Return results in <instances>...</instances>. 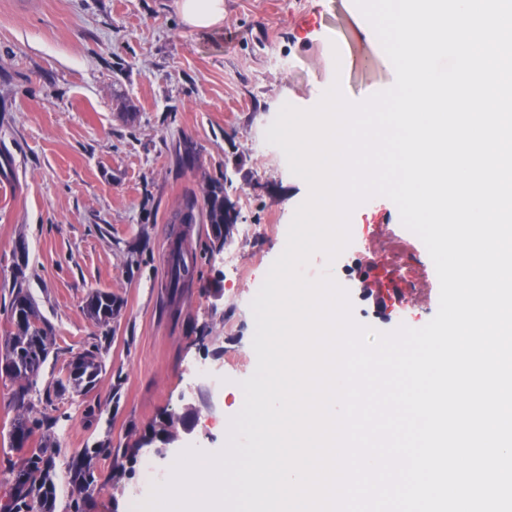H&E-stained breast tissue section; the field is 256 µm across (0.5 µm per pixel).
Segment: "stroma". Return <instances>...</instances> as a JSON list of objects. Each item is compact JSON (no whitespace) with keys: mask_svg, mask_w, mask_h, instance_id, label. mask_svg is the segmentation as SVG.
Here are the masks:
<instances>
[{"mask_svg":"<svg viewBox=\"0 0 512 512\" xmlns=\"http://www.w3.org/2000/svg\"><path fill=\"white\" fill-rule=\"evenodd\" d=\"M355 0H224L223 26L187 27L176 0H0V330L15 285L33 298L53 338L30 415L54 422L35 443L58 448V498L73 457L125 448L194 417L191 446L219 451L239 383L256 367L250 308L309 195L283 152L265 140L284 104L310 109L339 82L353 103L390 88L395 70L361 25ZM227 181L240 218L211 249L204 188ZM197 220L179 223L187 198ZM363 244L337 267L354 320L391 332L437 313L440 286L410 291L392 274L396 247L424 251L396 204L375 196L350 217ZM182 241L193 274L172 283ZM117 315L86 314L93 291ZM99 346L102 368L77 392L61 387L70 362ZM208 367L214 388L197 376ZM15 385L0 374V467L19 461L9 440ZM177 445L142 448L131 476L112 481L97 455L88 512H128L148 496L144 462L166 469Z\"/></svg>","mask_w":512,"mask_h":512,"instance_id":"stroma-1","label":"stroma"}]
</instances>
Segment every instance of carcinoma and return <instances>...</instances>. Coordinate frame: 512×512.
Here are the masks:
<instances>
[{"label":"carcinoma","instance_id":"cac0c4a2","mask_svg":"<svg viewBox=\"0 0 512 512\" xmlns=\"http://www.w3.org/2000/svg\"><path fill=\"white\" fill-rule=\"evenodd\" d=\"M208 221L212 227L211 247L224 246V238L230 233L231 225L224 221V188L217 181L207 191ZM116 311V300L109 292L98 290L88 299L86 312L97 323L106 322ZM10 328L3 331L12 337L11 343L0 352V360L17 365L11 378L17 383L15 396L20 404L36 387L38 378L48 359L50 337L31 296L19 288L14 291L8 309ZM97 352L89 350L76 358L70 365L67 380L73 388L80 390L91 386L99 372ZM52 417L40 418L29 415L17 416L10 431L11 444L23 452L18 462L0 471V484L8 490L0 497V512H55L56 509V465L49 463V456L59 452L46 444L37 448L28 447L30 439ZM96 476L89 464L81 462L70 470L71 495L66 502L65 512H86L85 491L94 484Z\"/></svg>","mask_w":512,"mask_h":512}]
</instances>
